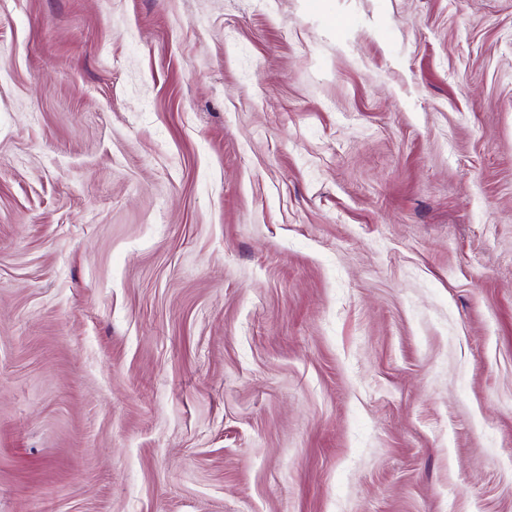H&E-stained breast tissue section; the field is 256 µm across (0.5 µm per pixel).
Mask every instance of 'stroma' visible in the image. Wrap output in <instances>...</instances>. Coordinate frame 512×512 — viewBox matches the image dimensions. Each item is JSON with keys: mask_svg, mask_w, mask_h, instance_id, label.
<instances>
[{"mask_svg": "<svg viewBox=\"0 0 512 512\" xmlns=\"http://www.w3.org/2000/svg\"><path fill=\"white\" fill-rule=\"evenodd\" d=\"M0 512H512V0H0Z\"/></svg>", "mask_w": 512, "mask_h": 512, "instance_id": "35a3bbf8", "label": "stroma"}]
</instances>
